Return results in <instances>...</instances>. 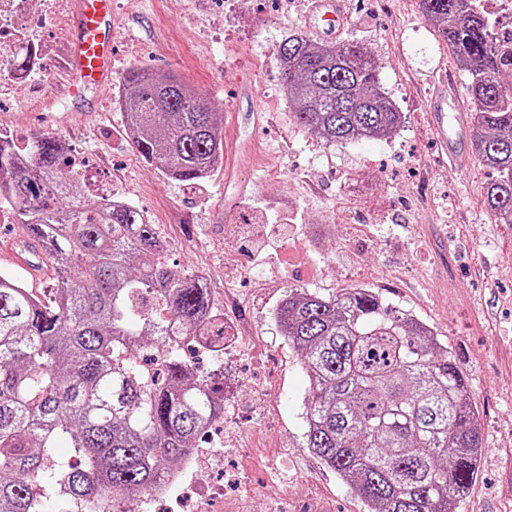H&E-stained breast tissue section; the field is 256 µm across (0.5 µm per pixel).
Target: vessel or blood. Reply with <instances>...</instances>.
Instances as JSON below:
<instances>
[{
	"label": "vessel or blood",
	"instance_id": "1",
	"mask_svg": "<svg viewBox=\"0 0 512 512\" xmlns=\"http://www.w3.org/2000/svg\"><path fill=\"white\" fill-rule=\"evenodd\" d=\"M80 32L65 50V66L76 83L110 85L112 66L111 0H76ZM432 124L448 159L462 149L465 115L451 87L442 88L431 100Z\"/></svg>",
	"mask_w": 512,
	"mask_h": 512
}]
</instances>
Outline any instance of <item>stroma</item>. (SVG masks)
I'll return each mask as SVG.
<instances>
[{
    "label": "stroma",
    "mask_w": 512,
    "mask_h": 512,
    "mask_svg": "<svg viewBox=\"0 0 512 512\" xmlns=\"http://www.w3.org/2000/svg\"><path fill=\"white\" fill-rule=\"evenodd\" d=\"M314 0H112L118 70L145 64L207 94L224 129V162L204 182L168 179L139 154L117 103L118 85L69 93L62 68L79 19L74 0H30L26 33L40 63L15 79L16 49L0 51V129L62 137L85 159L87 199L112 192L141 209L175 271L204 270L215 306L245 350L224 361L228 427L240 441L218 466L243 491L224 512H367L304 446L307 377L273 312L288 287L332 294L361 285L429 325L468 379L484 441L479 474L457 512H512V225L484 204L493 176L466 145L456 167L439 157L428 101L447 80L467 96L469 74L419 0H345L337 32H313ZM356 41L379 63L380 87L405 116L381 141L333 147L300 127L276 55L290 36ZM292 224L273 255L256 229ZM26 229L0 223V269L40 296L50 271L24 247Z\"/></svg>",
    "instance_id": "1"
}]
</instances>
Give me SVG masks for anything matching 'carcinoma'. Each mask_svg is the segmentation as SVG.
<instances>
[{
    "instance_id": "carcinoma-1",
    "label": "carcinoma",
    "mask_w": 512,
    "mask_h": 512,
    "mask_svg": "<svg viewBox=\"0 0 512 512\" xmlns=\"http://www.w3.org/2000/svg\"><path fill=\"white\" fill-rule=\"evenodd\" d=\"M470 75L474 149L495 173L485 204L512 224V54L471 0H421ZM296 122L326 144L385 139L403 114L379 88L364 46L291 36L279 49ZM126 129L149 164L198 184L222 164L217 113L176 76L144 65L120 78ZM68 146L43 134L19 145L0 129V208L53 266L48 301L0 273V512H45L43 488L100 512H132L224 414L214 376L195 374L185 338H219L224 321L195 273L167 265L142 211L118 195L85 198ZM277 325L308 378L305 447L349 483L368 512H455L483 442L468 381L435 332L368 288H288ZM150 339L163 354L138 374ZM66 440L72 458H54Z\"/></svg>"
}]
</instances>
